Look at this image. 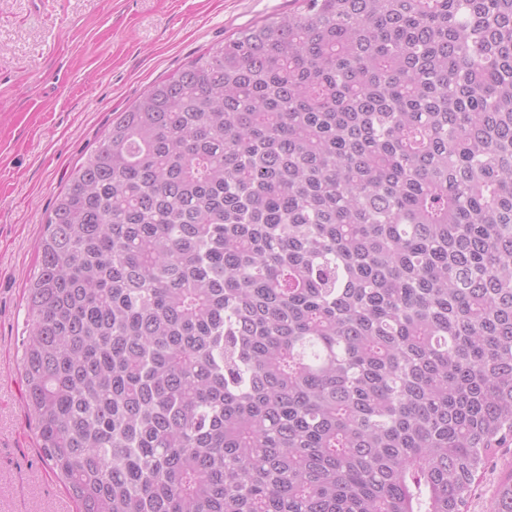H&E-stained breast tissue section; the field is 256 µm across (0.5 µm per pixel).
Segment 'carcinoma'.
Segmentation results:
<instances>
[{"mask_svg":"<svg viewBox=\"0 0 512 512\" xmlns=\"http://www.w3.org/2000/svg\"><path fill=\"white\" fill-rule=\"evenodd\" d=\"M295 2L46 220L21 367L78 512H466L512 442V0Z\"/></svg>","mask_w":512,"mask_h":512,"instance_id":"obj_1","label":"carcinoma"}]
</instances>
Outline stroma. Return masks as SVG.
Returning <instances> with one entry per match:
<instances>
[{"instance_id": "35a3bbf8", "label": "stroma", "mask_w": 512, "mask_h": 512, "mask_svg": "<svg viewBox=\"0 0 512 512\" xmlns=\"http://www.w3.org/2000/svg\"><path fill=\"white\" fill-rule=\"evenodd\" d=\"M295 0H0V512H77L44 459L18 352L47 214L114 113ZM499 449L467 506L491 512Z\"/></svg>"}]
</instances>
